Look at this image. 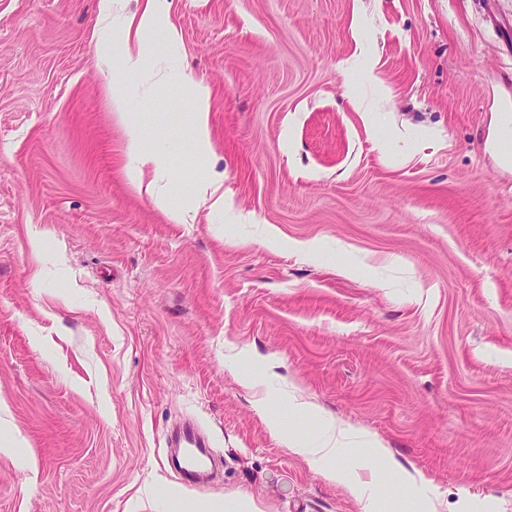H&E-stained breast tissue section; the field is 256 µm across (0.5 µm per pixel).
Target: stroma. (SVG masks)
<instances>
[{"instance_id":"1","label":"stroma","mask_w":512,"mask_h":512,"mask_svg":"<svg viewBox=\"0 0 512 512\" xmlns=\"http://www.w3.org/2000/svg\"><path fill=\"white\" fill-rule=\"evenodd\" d=\"M138 8L0 0V435L20 442L0 512H171L170 489L361 512L269 413L300 439L321 418L372 436L437 512H512V169L488 143L512 113L493 22L512 0H164L141 74ZM115 78L165 136L157 190L186 223L134 185ZM199 84L205 156L187 150ZM208 177L223 208L197 195ZM292 385L318 418L289 416ZM186 417L215 484L167 464ZM345 461L411 512L416 488ZM160 2L142 0L140 15H134L127 20L123 54L128 70H142L147 66L146 36L158 17Z\"/></svg>"}]
</instances>
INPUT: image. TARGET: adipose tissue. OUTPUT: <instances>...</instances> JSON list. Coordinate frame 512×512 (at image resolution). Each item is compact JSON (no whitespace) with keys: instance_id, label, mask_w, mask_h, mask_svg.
<instances>
[{"instance_id":"ef3b65f1","label":"adipose tissue","mask_w":512,"mask_h":512,"mask_svg":"<svg viewBox=\"0 0 512 512\" xmlns=\"http://www.w3.org/2000/svg\"><path fill=\"white\" fill-rule=\"evenodd\" d=\"M160 9V0H142L140 15L128 19L125 28L123 54L128 70L136 71L146 67L148 53L146 36L155 23ZM112 106L122 117L132 135L130 149L135 154L140 170H150L158 163L154 139L140 122L136 112L127 108V102L120 88L112 90ZM266 423L272 433L279 436L295 453L315 466L327 481L341 485L363 505V512H388L387 504L367 497V485L360 474L344 465L343 450L352 441H359L369 451L370 466H391L392 460L386 448L372 438H356L355 430L348 425L331 422L320 423L314 433L305 439H295L292 432L283 426L275 416H267Z\"/></svg>"}]
</instances>
